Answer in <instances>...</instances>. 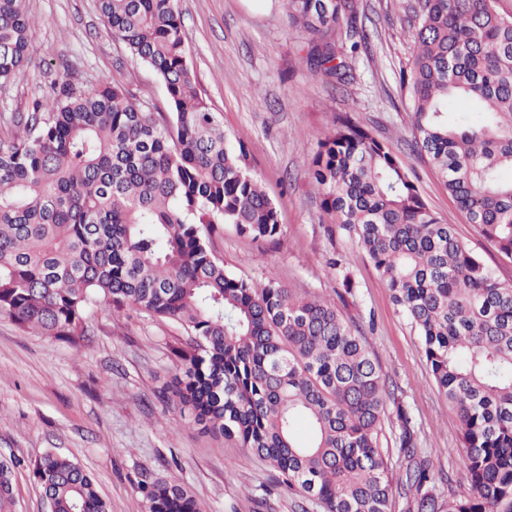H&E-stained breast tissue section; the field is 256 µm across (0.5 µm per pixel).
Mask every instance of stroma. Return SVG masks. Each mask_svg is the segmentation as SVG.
Masks as SVG:
<instances>
[{"label":"stroma","instance_id":"obj_1","mask_svg":"<svg viewBox=\"0 0 512 512\" xmlns=\"http://www.w3.org/2000/svg\"><path fill=\"white\" fill-rule=\"evenodd\" d=\"M362 3L371 40L346 57L351 81L332 85L307 66L308 36L288 27L281 0H269L262 11L251 0H180L197 85L221 112L232 142L248 147V171L262 181L282 226L274 239L257 242L223 224L211 249L235 275L331 298L364 333L410 412L423 454L451 475L437 491L460 495L467 491L458 469L460 428L429 378L422 343L365 252L324 214L309 174L335 117L349 114L400 156L428 206L483 255L500 282L512 284V261L485 243L432 167L409 150L399 72L410 56L417 0ZM26 5L35 19L30 62L0 87V118L30 111L34 99L62 82L85 90L119 83L166 108L162 81L104 27L98 0ZM338 257L339 268L331 264ZM346 277L354 285L349 292ZM185 340L174 321L100 302L86 312L84 335L70 339L0 317V460L20 462L13 500L0 512H48L35 474L48 450L93 475L109 512H146L137 488L145 473L185 483L201 512H294L296 496L277 486L272 467L236 441L202 432L187 411L159 399L179 372L173 351Z\"/></svg>","mask_w":512,"mask_h":512}]
</instances>
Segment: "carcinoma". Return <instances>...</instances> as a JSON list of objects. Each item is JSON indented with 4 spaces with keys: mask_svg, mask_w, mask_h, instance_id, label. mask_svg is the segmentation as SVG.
<instances>
[{
    "mask_svg": "<svg viewBox=\"0 0 512 512\" xmlns=\"http://www.w3.org/2000/svg\"><path fill=\"white\" fill-rule=\"evenodd\" d=\"M310 36L307 63L350 72L368 36L360 0H284ZM107 29L163 82L158 110L114 84H61L0 126V316L42 335L83 330L99 300L181 324L180 375L161 398L205 432L236 440L321 512H512V285L422 198L411 169L350 117L318 144L310 172L332 223L354 238L423 344L429 376L462 438L465 495L436 493L408 411L365 337L322 296L227 271L208 237L232 224L255 241L281 233L274 202L247 173L192 74L179 0H99ZM400 72L413 151L424 157L502 257L512 260V14L497 0H419ZM26 0H0V86L29 63ZM467 97L473 110L451 102ZM393 402L398 481L379 447ZM54 512H109L93 477L52 451L35 465ZM0 464V501L14 495ZM146 512H200L177 481L138 482Z\"/></svg>",
    "mask_w": 512,
    "mask_h": 512,
    "instance_id": "obj_1",
    "label": "carcinoma"
}]
</instances>
